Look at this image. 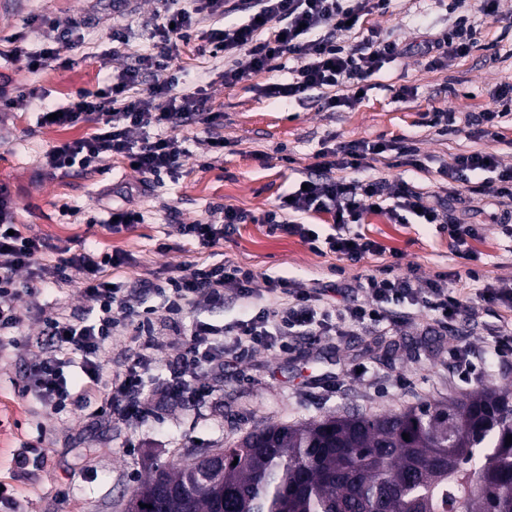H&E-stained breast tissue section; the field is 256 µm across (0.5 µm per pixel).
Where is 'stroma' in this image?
<instances>
[{"mask_svg":"<svg viewBox=\"0 0 512 512\" xmlns=\"http://www.w3.org/2000/svg\"><path fill=\"white\" fill-rule=\"evenodd\" d=\"M155 9L154 0H0V93L13 96L34 88L44 96L0 109V186L10 191L15 221L24 232L56 245L75 239L100 252L127 253L128 264L111 272L114 282L151 281L174 267L189 271L230 260L253 271L258 305H265L268 282L278 277L307 289L318 281L373 273L382 258L353 263L319 255L299 238L270 235L259 221L238 226L207 250L176 233V225L213 220L215 208L225 204L260 218L295 189L304 168L326 145L407 139L419 151L420 166H381L376 174L392 184L407 181L428 199L445 193L443 170L457 153L487 149L512 166V115L498 125L497 138L478 142L468 139L465 123L466 116L499 109L502 87L512 85V0H500L493 18L482 14L478 0H468L460 14L476 28L475 43L468 55L448 56L439 69L430 67L425 43L445 38L460 14L451 13L448 0H394L389 12L370 15L367 24L409 51L365 78L361 98L350 106L328 110L314 98L288 104L267 96L268 85L294 77L297 62L289 56L279 59L275 70L225 86L224 59L213 56L210 43L219 22L201 14L189 44L181 46L173 62L175 89L204 88L208 111L222 118L213 130L196 120L170 128V135L185 141L181 168L147 180L127 159L115 157L97 169L45 171L41 158L49 147L84 136L92 127L41 126V102L67 103L78 91L102 87L113 71L151 53ZM38 14L50 15L64 29L80 22L85 28L82 41L57 43L62 67L34 73L24 58L11 54L9 39L19 34L28 46H40L44 32L34 21ZM436 111L454 113L455 133L442 136L429 126ZM214 134L223 136V149L211 147ZM65 204L71 213L62 212ZM130 204L142 213V222L110 233L104 226L108 211ZM452 208L483 228L471 256L456 254L447 233L413 215L393 224L385 215L368 212L357 230L397 251L402 272L414 283L443 274L450 287L472 294L475 271L481 279L512 285V239L499 226L512 201L495 202L464 190ZM258 305L233 301L198 308L175 322L158 312L157 363L142 390L152 415L133 421L106 412L100 400L51 416L33 395L22 394L21 377L41 353L26 342L42 329L40 309L50 307L67 317L88 310L76 277L22 296L16 327L0 329V341L14 343L0 352V482L10 486L20 512H127L130 492L141 480L189 454L224 447L254 428L329 414L394 411L474 390L476 384L454 367L450 348L455 344L470 347L481 366L480 382L512 386V357L487 352V331L497 309L477 300L467 317L446 330L420 313L343 336L290 338L243 361L228 349L205 379L208 396L194 399L174 390L168 364L178 352L179 334L198 318L216 325L250 318Z\"/></svg>","mask_w":512,"mask_h":512,"instance_id":"obj_1","label":"stroma"}]
</instances>
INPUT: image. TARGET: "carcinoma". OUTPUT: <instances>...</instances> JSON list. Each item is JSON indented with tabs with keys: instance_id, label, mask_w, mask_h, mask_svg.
Segmentation results:
<instances>
[{
	"instance_id": "cac0c4a2",
	"label": "carcinoma",
	"mask_w": 512,
	"mask_h": 512,
	"mask_svg": "<svg viewBox=\"0 0 512 512\" xmlns=\"http://www.w3.org/2000/svg\"><path fill=\"white\" fill-rule=\"evenodd\" d=\"M408 434L404 440L402 434ZM512 388L373 414L269 424L224 449L215 480L191 458L160 472L184 489L160 499L157 476L128 512H512Z\"/></svg>"
}]
</instances>
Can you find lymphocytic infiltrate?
Listing matches in <instances>:
<instances>
[{
  "label": "lymphocytic infiltrate",
  "instance_id": "obj_1",
  "mask_svg": "<svg viewBox=\"0 0 512 512\" xmlns=\"http://www.w3.org/2000/svg\"><path fill=\"white\" fill-rule=\"evenodd\" d=\"M154 35L159 39L157 52L143 55L137 68H125L113 76L110 83L96 91H81L65 106L56 110V126L94 124L93 133L51 146L43 156L42 166L52 173H67L73 168H94L106 159L121 156L136 164L147 176L173 172L180 167L187 150L181 139L162 135V128L176 124L179 118L196 115L204 124L215 121L207 112L203 92L179 94L169 81L155 82L145 93L134 95V88L143 83V69L155 73L166 71L177 57L180 42L190 35L196 15L209 13L225 17L223 30L213 33L216 50L222 51L224 83L233 86L248 72L270 69L272 62L284 56L298 61L292 81L270 85L266 93L274 98L302 100L311 90L320 91L324 105L333 109L351 104L361 92L357 79L380 72L386 64L405 54L397 40L369 31L359 51L339 44L336 35L345 31L348 22H359L373 12H387L391 0H157ZM246 11L245 21H235L234 15ZM277 31L269 39L258 34L269 23ZM45 30L42 47L28 48L22 39H12V53L27 58L33 71L60 67L56 49L58 40L76 36V29L59 30L56 21L40 16ZM250 55L248 67L233 65L232 57L239 51ZM157 128L155 136L135 141L131 130ZM415 146L392 140L354 141L338 147L322 148L316 161L305 172L303 188L295 189L291 200L280 201L276 210L267 212L263 223L270 233L299 237L316 247L324 243L327 252L350 261L365 256H377L385 251L380 242L354 232L365 212L386 213L393 223L401 224L407 215L419 213L426 223L446 230L456 251L466 252L472 240L478 239L481 225L467 222L448 209L429 206L424 196L407 182L389 187L384 178L374 175L376 164L389 167L404 164L415 156ZM496 173L495 181H477L481 172ZM445 174L452 183L467 190L512 200V166H504L495 153L478 150L456 155ZM394 198L393 207H386L387 198ZM329 214L334 232L326 238L301 221L302 216ZM250 212L227 205L221 222H199L178 225L181 236L193 240L199 248L209 249L220 244L227 228L251 222ZM49 243L40 237L16 229L14 206L6 188L0 187V325L17 322L15 304L22 291L16 275L27 272L30 281L58 284L81 275L82 294L92 306L98 307L96 322H75L59 313L43 316V330L35 342L42 348L41 356L30 366L23 386L24 393L33 394L51 413H60L72 396L69 370L79 367L84 380L78 389L84 396L104 397L107 404L120 407L123 414L142 420L148 411L140 402L143 377L151 370L154 336L151 319L154 307L135 311L120 298L119 288L110 286L107 269L125 264L126 257L118 252L99 253L82 248L68 255L46 260ZM254 274L250 269L227 261L200 266L190 273L175 269L151 289L138 288V297L154 293L164 300L170 319H178L185 309L200 304L222 305L229 297L248 299L253 295ZM366 301L352 298L340 305L325 302L323 285L303 290L293 281L279 278L269 281L267 291L274 295L273 304L261 308L249 319L224 328L205 321L193 324L187 337L180 341L177 364L201 373L209 370L224 347L239 354L271 348L282 336H329L343 328L361 327L370 323L394 322L403 309L426 313L439 327L463 317L472 308V297L448 285L445 276L427 279L414 285L410 276L401 271L399 263L383 266L378 272L357 281ZM120 316H113V309ZM132 330L137 346L124 373L107 371L102 354L105 345L118 329Z\"/></svg>",
  "mask_w": 512,
  "mask_h": 512
}]
</instances>
